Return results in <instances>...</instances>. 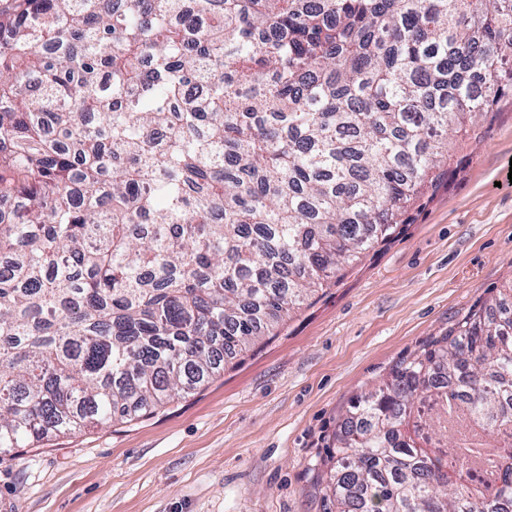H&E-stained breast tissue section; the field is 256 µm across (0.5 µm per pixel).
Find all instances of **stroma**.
Masks as SVG:
<instances>
[{"label":"stroma","instance_id":"obj_1","mask_svg":"<svg viewBox=\"0 0 512 512\" xmlns=\"http://www.w3.org/2000/svg\"><path fill=\"white\" fill-rule=\"evenodd\" d=\"M394 233L193 393L0 453V512H329L352 400L512 286V91Z\"/></svg>","mask_w":512,"mask_h":512}]
</instances>
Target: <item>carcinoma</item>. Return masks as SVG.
Returning a JSON list of instances; mask_svg holds the SVG:
<instances>
[{
    "mask_svg": "<svg viewBox=\"0 0 512 512\" xmlns=\"http://www.w3.org/2000/svg\"><path fill=\"white\" fill-rule=\"evenodd\" d=\"M511 86L512 0L0 8V448L207 382L389 238ZM508 402L512 288L348 408L336 512H503Z\"/></svg>",
    "mask_w": 512,
    "mask_h": 512,
    "instance_id": "carcinoma-1",
    "label": "carcinoma"
}]
</instances>
